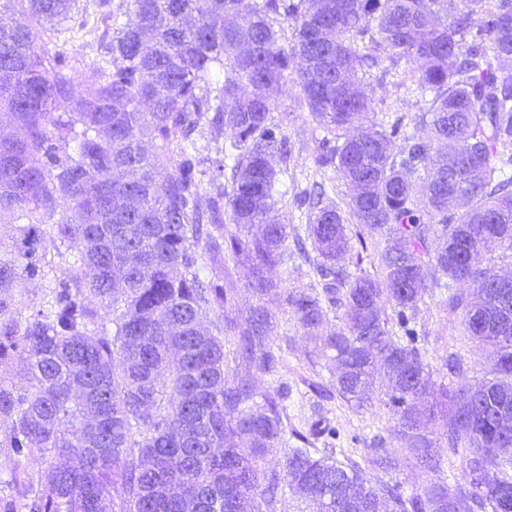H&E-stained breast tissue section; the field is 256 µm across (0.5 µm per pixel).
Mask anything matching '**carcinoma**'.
Instances as JSON below:
<instances>
[{"label":"carcinoma","mask_w":512,"mask_h":512,"mask_svg":"<svg viewBox=\"0 0 512 512\" xmlns=\"http://www.w3.org/2000/svg\"><path fill=\"white\" fill-rule=\"evenodd\" d=\"M470 2L457 12L453 0H254L244 12L242 0H130L77 110L61 113L74 78L42 53L35 25L62 23L71 0H0V219L28 220L0 248V376L24 363L22 385L0 386V447L15 464L0 480V512H277L289 493L308 512H512V473L486 467L512 466V309L485 265L512 252V0ZM294 57L308 111L328 133L316 162L353 187L349 218L386 236L380 279L343 262L349 218L321 186L301 196L321 292H283L267 276L288 252L286 225L268 220L281 174L273 157L286 145L271 112ZM403 58L432 94L421 115L432 136L399 119L362 139L344 134L370 110L362 78ZM206 128L230 134L207 171L196 157ZM432 238L442 240L434 251ZM48 241L70 275L25 319L14 285L43 276ZM226 255L250 261L256 295L275 294L336 362L332 385L346 401L363 402L381 363L401 438L424 462L436 442L414 402H428L434 421L448 393L411 323L429 290L472 285L477 300H448L489 351L493 377L460 389L444 424L468 496L442 480L410 494L372 484L311 447L336 437L322 415L307 435L288 430V387L259 392L225 363L229 340L248 368L279 375L275 312L255 307L229 337L203 325L206 310L222 316L234 298L201 277ZM324 300L344 307V327L319 336ZM290 437L298 444L281 467L266 468ZM27 460L36 472L18 468Z\"/></svg>","instance_id":"carcinoma-1"}]
</instances>
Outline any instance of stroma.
<instances>
[{"instance_id":"35a3bbf8","label":"stroma","mask_w":512,"mask_h":512,"mask_svg":"<svg viewBox=\"0 0 512 512\" xmlns=\"http://www.w3.org/2000/svg\"><path fill=\"white\" fill-rule=\"evenodd\" d=\"M126 9L127 0H74L64 25L39 26L38 44L46 55L61 60L76 82H83L85 76L97 67L104 47L112 37L113 18L121 16ZM415 68V63L403 59L389 72L372 70L365 80L371 109L348 127V134L365 133L388 115L403 118L409 129L419 136H429V128L417 122L424 104L410 91ZM271 117L280 125L291 149L286 160L288 174L280 178L275 187L277 203L272 215L277 222L287 225L289 237H302L306 234V212L298 208L296 198L304 189L316 182L324 183L330 198L344 213L349 210L351 191L335 169H323L316 164L317 145L325 131L308 111L296 82L288 83ZM349 236L347 265L356 264L372 275H381V255L386 246L384 235L354 224ZM206 275L223 279L225 287L234 290V302L227 308V315L244 317L256 305L257 299L248 287L249 262L229 261L224 267L207 270ZM270 276L281 287L291 290H309L317 280L309 259L293 250ZM414 327L419 334L422 359L436 384L454 392L491 378L492 362L487 352L467 332L461 312L449 306L445 290H433L425 297L416 313ZM276 341L285 347L286 364L281 378L276 381L260 376L256 384L260 389L271 390L277 382L288 383L292 390L288 401L289 428L307 431L312 416L311 405L319 403L336 428L332 446L337 461L359 465L377 484L397 482L412 492L438 475L455 492L467 495L469 486L460 467V458L452 454L443 435L446 419L454 414L452 402H445L435 422L428 425L437 442L433 454L442 461V471L436 475L423 469L403 448L396 434L397 420L387 405L385 381H378L363 404L355 405L345 401L333 388L334 361L317 355L314 342L291 313H280ZM454 358L461 362L460 371L452 372L447 367L448 360ZM377 446L392 453L397 460L396 468L386 471L370 465L369 459Z\"/></svg>"}]
</instances>
